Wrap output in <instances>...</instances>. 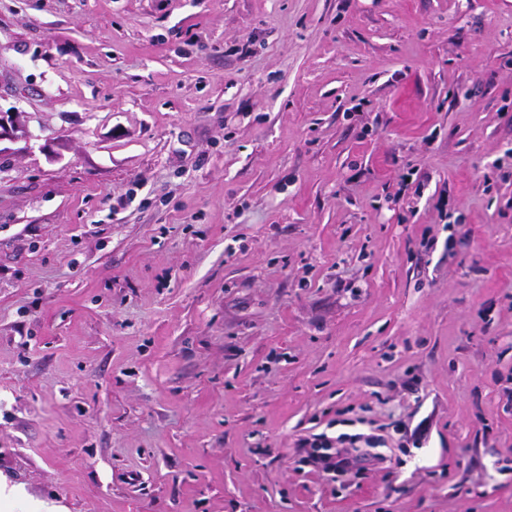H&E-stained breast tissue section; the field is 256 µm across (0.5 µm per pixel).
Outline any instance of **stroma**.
<instances>
[{
	"instance_id": "1",
	"label": "stroma",
	"mask_w": 512,
	"mask_h": 512,
	"mask_svg": "<svg viewBox=\"0 0 512 512\" xmlns=\"http://www.w3.org/2000/svg\"><path fill=\"white\" fill-rule=\"evenodd\" d=\"M13 106L0 512H512V0H0ZM28 115L14 108L3 111L0 108V155L7 152L8 148H2V142H16L30 138ZM321 446L327 452L317 457L312 455V457L321 464L322 470L328 474H346L371 459L365 456L359 448H332V443L329 440L321 443Z\"/></svg>"
}]
</instances>
